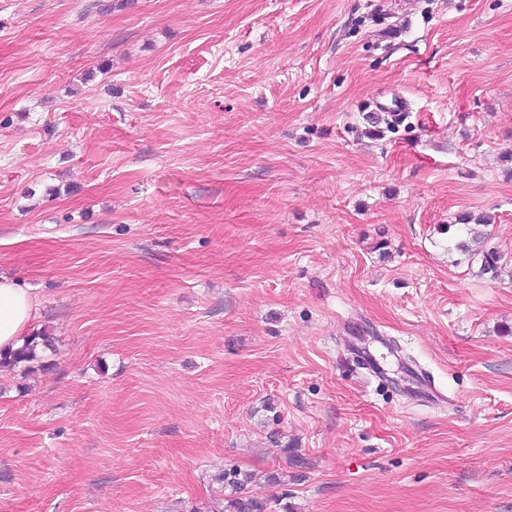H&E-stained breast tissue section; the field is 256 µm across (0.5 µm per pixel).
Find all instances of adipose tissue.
<instances>
[{
  "label": "adipose tissue",
  "mask_w": 512,
  "mask_h": 512,
  "mask_svg": "<svg viewBox=\"0 0 512 512\" xmlns=\"http://www.w3.org/2000/svg\"><path fill=\"white\" fill-rule=\"evenodd\" d=\"M37 305L29 292L0 276V352L18 348L34 330Z\"/></svg>",
  "instance_id": "1"
}]
</instances>
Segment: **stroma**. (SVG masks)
Masks as SVG:
<instances>
[{
  "mask_svg": "<svg viewBox=\"0 0 512 512\" xmlns=\"http://www.w3.org/2000/svg\"><path fill=\"white\" fill-rule=\"evenodd\" d=\"M0 274V512H512V0H0ZM459 251L463 253L469 254L471 257H477L480 260L481 273L488 274L491 273L492 276H497L498 274V263L500 261V256L494 250L490 249H480V247L471 249L466 242H459L456 247ZM36 320L37 305L29 292L10 278L0 276V352H9L0 354V367H27L39 359L42 348L52 346L45 330L29 336ZM26 336L29 337L18 348ZM252 479L253 475L250 472L238 468L224 470L218 481L224 484V492L227 489L230 491L229 498L225 499V512H266V503L247 495L245 491Z\"/></svg>",
  "mask_w": 512,
  "mask_h": 512,
  "instance_id": "stroma-1",
  "label": "stroma"
}]
</instances>
